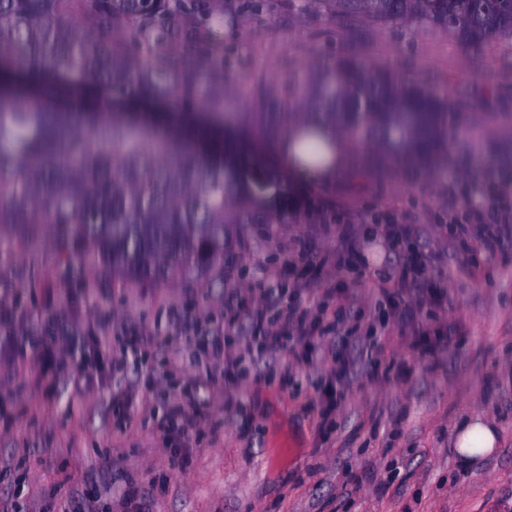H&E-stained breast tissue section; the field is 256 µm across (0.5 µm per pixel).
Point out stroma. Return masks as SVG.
<instances>
[{"mask_svg": "<svg viewBox=\"0 0 512 512\" xmlns=\"http://www.w3.org/2000/svg\"><path fill=\"white\" fill-rule=\"evenodd\" d=\"M241 3H225L236 21L224 67L241 90L224 104L230 119L267 111L270 83L284 99L296 72L352 57L447 98L464 123L479 124L480 148L449 144L452 179L398 163L363 181L291 184L313 203L304 221L234 225L223 261L149 288L103 283L91 270L70 280L45 238L15 239L0 252V312H13L12 335L69 342L51 370L0 361V403L11 409L0 422V512H66L92 494L93 512H115L132 487L137 512H512V240L489 259L478 239L460 247L448 222L449 208L485 205L489 181L512 200V49H472L428 27L340 21L288 0H263L258 13ZM479 156L490 162L480 172ZM389 213L417 226L430 273L448 289L442 306H423L421 320L462 326L434 358L394 336L372 356L361 353L379 310L374 285L398 259L360 237L354 267L338 271L334 227ZM336 285L347 316L335 333L353 337L354 365L330 436L320 435L311 408L324 360L284 387L278 359H254L234 390L242 410H226L220 369L193 358L190 337L220 335L225 314L254 290L294 292L314 310ZM91 334L117 347L129 335L146 343L104 384L88 386ZM400 362L409 376L398 375ZM130 389L141 390L138 403L113 416V394ZM185 394L196 404L179 438L159 422ZM474 412L496 423L500 444L465 466L453 432ZM178 448L190 451L182 467L172 463Z\"/></svg>", "mask_w": 512, "mask_h": 512, "instance_id": "35a3bbf8", "label": "stroma"}]
</instances>
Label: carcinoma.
<instances>
[{
	"label": "carcinoma",
	"instance_id": "1",
	"mask_svg": "<svg viewBox=\"0 0 512 512\" xmlns=\"http://www.w3.org/2000/svg\"><path fill=\"white\" fill-rule=\"evenodd\" d=\"M297 11L453 31L512 47V0H289ZM224 0H0V224H40L68 278L86 265L147 286L210 269L231 224H281L278 145L297 162L335 144L317 121L383 158L448 169L457 114L427 90L344 57L295 79V105L204 116L237 91L224 69Z\"/></svg>",
	"mask_w": 512,
	"mask_h": 512
}]
</instances>
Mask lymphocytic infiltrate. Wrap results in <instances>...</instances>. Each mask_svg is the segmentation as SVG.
<instances>
[{
  "mask_svg": "<svg viewBox=\"0 0 512 512\" xmlns=\"http://www.w3.org/2000/svg\"><path fill=\"white\" fill-rule=\"evenodd\" d=\"M490 206L484 210L459 211L449 209L448 221L454 224L459 238L476 237L487 257H495L503 238L512 236V204L488 186ZM366 235L378 237L386 254L398 256L400 262L382 276L376 284L381 298L378 317L380 332L368 341V348L381 346L392 329H400L408 347L423 357H434L445 352L458 338L456 323L436 327L425 325L417 318V299L430 304H442L446 298L443 282L430 274L429 260L415 246V231L410 224H380L366 226ZM335 288L324 289V304L317 311L303 309L298 301L286 302L274 290L263 289L258 300L243 306L242 314L249 321L252 334L245 337L238 353H227L225 345L215 336L194 338L195 357L208 364L224 368L225 387L236 386L245 369V361L253 351H261L280 359V377L294 379L299 367L316 359H330L331 367L322 378L314 410L323 421L322 434L332 429L331 418L340 409L346 392L341 384L349 369L350 342L336 336L325 340L317 335V328L325 332L334 329L345 318L343 306L329 307V299L338 296ZM68 343L64 336H7L0 339V358L20 365L26 348H33L39 362L46 367L60 363Z\"/></svg>",
  "mask_w": 512,
  "mask_h": 512,
  "instance_id": "f902f5d3",
  "label": "lymphocytic infiltrate"
}]
</instances>
